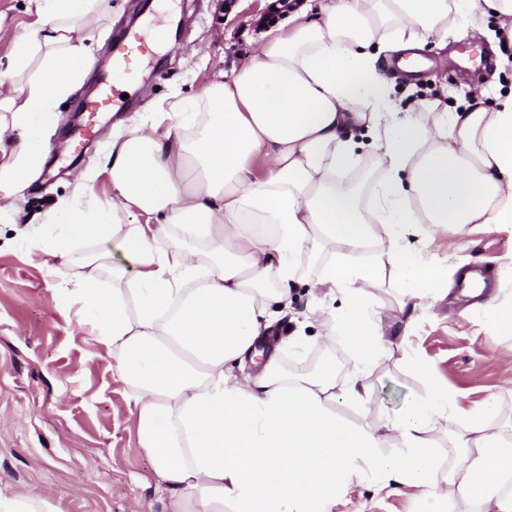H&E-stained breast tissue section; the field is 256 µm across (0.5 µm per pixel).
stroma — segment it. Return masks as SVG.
<instances>
[{
  "mask_svg": "<svg viewBox=\"0 0 512 512\" xmlns=\"http://www.w3.org/2000/svg\"><path fill=\"white\" fill-rule=\"evenodd\" d=\"M159 2L109 0L106 18L90 34L96 58L109 55L113 43L133 31L131 19L139 13L157 15L181 35L166 51L151 53L123 111L99 114L91 149L53 153L25 191L28 223H0V487L15 495L36 491L49 512H133L139 501L151 512H170L152 462L138 444L125 388L112 378V358L93 338L80 304L65 293L72 267L37 248L39 240L60 230L43 223L48 209L87 185L97 197L109 195L103 166L122 124L147 119L157 103L189 97L213 73L231 70L259 44L270 0H171V8L160 14ZM420 55L422 67L411 74L396 59L384 61L403 105L478 95L493 109L498 95L512 91V36L494 17L449 26L447 38L431 41ZM428 250L450 272L453 295L463 292L461 270L480 269L498 302H512V228L471 224L461 234L443 229ZM326 260L323 254L304 260L292 316L279 323L281 337H288L292 319L317 303L314 283ZM460 311L444 301L416 308L407 348L432 364L440 381L459 394L461 406L498 396L500 422L512 424V336L493 335L484 321L465 319ZM370 384L367 408L345 409L350 421L398 416L424 392L413 372L390 362L371 375ZM416 510L412 499L367 481L336 507V512Z\"/></svg>",
  "mask_w": 512,
  "mask_h": 512,
  "instance_id": "1",
  "label": "stroma"
}]
</instances>
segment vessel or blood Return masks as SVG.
Returning <instances> with one entry per match:
<instances>
[{"mask_svg":"<svg viewBox=\"0 0 512 512\" xmlns=\"http://www.w3.org/2000/svg\"><path fill=\"white\" fill-rule=\"evenodd\" d=\"M166 40L167 33L165 29L155 27L136 32L133 34L131 42H123L113 46L111 79L104 82L100 97L87 106L86 122L75 137L76 149H83L91 139L98 112L117 106L118 101L113 94V79L132 80L136 73V53L147 52L150 45L161 44Z\"/></svg>","mask_w":512,"mask_h":512,"instance_id":"1","label":"vessel or blood"}]
</instances>
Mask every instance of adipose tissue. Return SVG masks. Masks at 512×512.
I'll return each instance as SVG.
<instances>
[{
  "label": "adipose tissue",
  "mask_w": 512,
  "mask_h": 512,
  "mask_svg": "<svg viewBox=\"0 0 512 512\" xmlns=\"http://www.w3.org/2000/svg\"><path fill=\"white\" fill-rule=\"evenodd\" d=\"M105 2L29 0L24 34L0 13V222L22 220L57 104L94 66L85 34ZM490 14L512 29V0H303L169 126L125 127L107 159L109 199L46 213L64 231L43 250L74 266L69 293L112 357L172 512H335L366 476L419 512H448L454 491L472 512H512V434L496 396L462 408L414 356L425 390L400 415L355 424L338 410L369 402L370 374L404 348L388 328H413L407 306L446 299L435 230L512 224V92L492 111L437 98L405 109L378 66ZM360 131L380 170L365 189L344 182ZM324 251L317 286L329 303L305 323L324 351L343 343L352 373L337 377L331 359L290 373L276 347L247 371L246 353L291 310L303 256ZM385 284L398 300L382 311L370 290ZM438 429L455 455L441 482ZM391 437L404 451L382 455Z\"/></svg>",
  "instance_id": "adipose-tissue-1"
}]
</instances>
